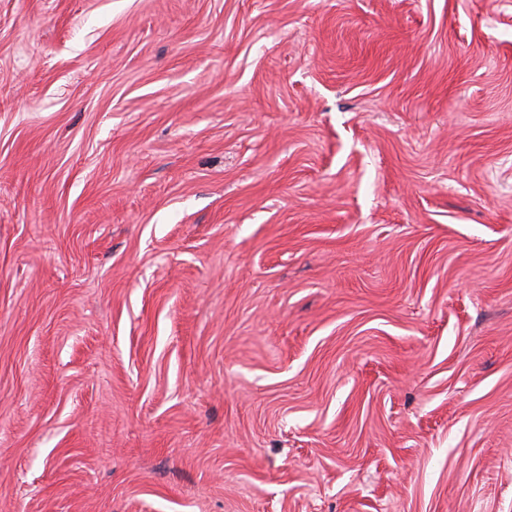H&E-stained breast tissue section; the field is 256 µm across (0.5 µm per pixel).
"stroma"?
I'll return each instance as SVG.
<instances>
[{"mask_svg": "<svg viewBox=\"0 0 512 512\" xmlns=\"http://www.w3.org/2000/svg\"><path fill=\"white\" fill-rule=\"evenodd\" d=\"M0 512H512V0H0Z\"/></svg>", "mask_w": 512, "mask_h": 512, "instance_id": "35a3bbf8", "label": "stroma"}]
</instances>
